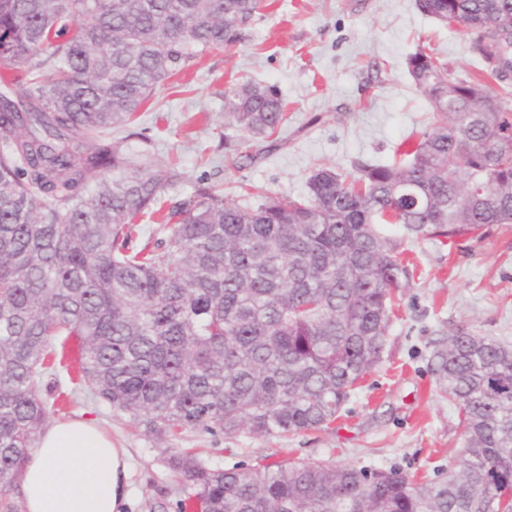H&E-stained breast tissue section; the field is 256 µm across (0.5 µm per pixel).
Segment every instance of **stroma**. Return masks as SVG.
<instances>
[{
    "instance_id": "obj_1",
    "label": "stroma",
    "mask_w": 512,
    "mask_h": 512,
    "mask_svg": "<svg viewBox=\"0 0 512 512\" xmlns=\"http://www.w3.org/2000/svg\"><path fill=\"white\" fill-rule=\"evenodd\" d=\"M422 42L454 76L479 77L470 33L421 13L416 0H262L236 44L190 61L155 90L134 124L112 136L134 153L150 139L156 156L182 168L173 198L201 180L300 195L316 168L352 174L362 161L391 163L402 141L428 130L432 110L406 68ZM250 79L279 92L288 123L275 151L238 169L226 147L247 136L225 127L224 90ZM379 231L396 243L411 278L381 363L332 428L290 437L186 429L159 439L107 403L74 393L62 371L41 385L43 393L71 399L51 421L87 418L128 450L125 512H177L183 479L167 459L187 448L225 469L286 457L445 478L459 468L465 438L456 409L440 395L432 354L459 327L512 344V224L455 241L397 224Z\"/></svg>"
}]
</instances>
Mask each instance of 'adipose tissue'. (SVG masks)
I'll use <instances>...</instances> for the list:
<instances>
[{"mask_svg":"<svg viewBox=\"0 0 512 512\" xmlns=\"http://www.w3.org/2000/svg\"><path fill=\"white\" fill-rule=\"evenodd\" d=\"M129 467L96 424L80 418L43 430L22 475L26 512H123Z\"/></svg>","mask_w":512,"mask_h":512,"instance_id":"ef3b65f1","label":"adipose tissue"}]
</instances>
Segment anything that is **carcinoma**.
I'll return each mask as SVG.
<instances>
[{"instance_id": "obj_1", "label": "carcinoma", "mask_w": 512, "mask_h": 512, "mask_svg": "<svg viewBox=\"0 0 512 512\" xmlns=\"http://www.w3.org/2000/svg\"><path fill=\"white\" fill-rule=\"evenodd\" d=\"M261 0H0V512L52 413L40 383L74 389L158 436L193 428L294 436L330 428L382 359L407 266L379 224L448 239L512 224V0H416L485 38L495 84L449 77L424 44L406 59L433 109L405 159L345 176L320 167L299 196L252 206L112 139L174 72L234 45ZM224 121L277 147L278 92L224 91ZM162 213L154 249L135 219ZM464 429L439 481L397 470L288 462L224 470L168 459L180 512H512V345L459 328L433 354Z\"/></svg>"}]
</instances>
